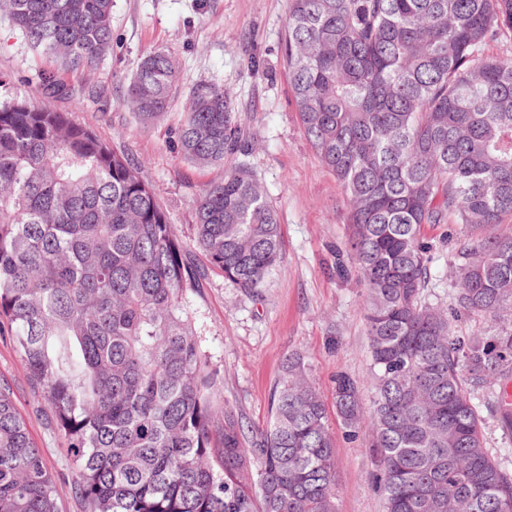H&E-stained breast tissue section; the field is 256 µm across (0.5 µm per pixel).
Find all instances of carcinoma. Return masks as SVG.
I'll return each instance as SVG.
<instances>
[{
	"instance_id": "cac0c4a2",
	"label": "carcinoma",
	"mask_w": 512,
	"mask_h": 512,
	"mask_svg": "<svg viewBox=\"0 0 512 512\" xmlns=\"http://www.w3.org/2000/svg\"><path fill=\"white\" fill-rule=\"evenodd\" d=\"M113 0H3L41 56L93 71L112 51ZM512 0H288L282 60L304 132L340 182L347 256L366 286L371 410L345 371L336 418L367 427L384 512H512V472L485 447L469 388L512 382V326L458 336L422 301L426 224L512 218ZM178 86L171 55L137 61L123 103L144 123ZM45 99L82 90L48 73ZM178 129L183 159L227 165L195 200L181 244L152 184L94 130L0 99V326L15 336L42 410L67 442L88 512H336L334 436L291 356L263 427L215 388L186 301L206 270L258 295L282 258L276 210L232 163L243 147L224 87L199 82ZM456 302L512 309V235L461 252ZM9 386L0 384V512H61Z\"/></svg>"
}]
</instances>
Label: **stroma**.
<instances>
[{
    "label": "stroma",
    "mask_w": 512,
    "mask_h": 512,
    "mask_svg": "<svg viewBox=\"0 0 512 512\" xmlns=\"http://www.w3.org/2000/svg\"><path fill=\"white\" fill-rule=\"evenodd\" d=\"M287 14V0H113L111 55L94 72L65 75L72 85L97 86L100 98L54 104L139 166L182 245L193 252L194 202L208 184L223 178L224 169L184 160L177 130L187 92L196 83L223 86L232 97L245 141L234 161L251 172L278 214L282 259L261 296L241 292L222 272L211 270L188 300L220 397L250 425L268 420L280 367L290 354L303 357L328 404L336 370L362 379L369 367L365 286L356 275L343 278L336 272V253L349 235L347 197L307 139L292 103L281 55ZM156 49L172 55L180 90L167 112L144 124L124 105L123 95L137 60ZM49 66L0 8V95L38 99V75ZM482 234L453 222L424 226L421 233L429 257L423 299L446 311L460 336H493L512 321L455 309L458 254ZM0 383L11 387L49 468L61 472L57 490L65 512H83L65 440L41 411V398L7 333L0 335ZM498 393L491 378L472 390L471 398L483 420L486 448L512 469V435L503 432L491 408ZM331 428L337 512H382L370 479L376 462L367 435L349 437L336 420Z\"/></svg>",
    "instance_id": "obj_1"
}]
</instances>
